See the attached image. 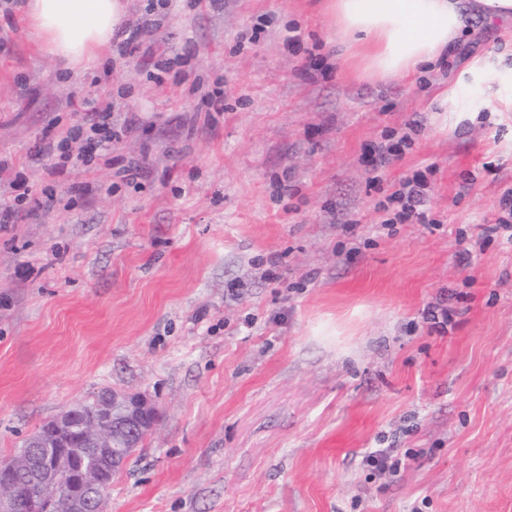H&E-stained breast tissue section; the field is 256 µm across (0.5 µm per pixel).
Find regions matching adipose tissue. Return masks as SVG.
<instances>
[{"label": "adipose tissue", "mask_w": 512, "mask_h": 512, "mask_svg": "<svg viewBox=\"0 0 512 512\" xmlns=\"http://www.w3.org/2000/svg\"><path fill=\"white\" fill-rule=\"evenodd\" d=\"M26 19L40 47L89 70L127 18V0H28ZM335 31L366 70L406 77L439 57L467 18L512 19V0H327Z\"/></svg>", "instance_id": "adipose-tissue-1"}]
</instances>
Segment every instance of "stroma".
Segmentation results:
<instances>
[{"label": "stroma", "mask_w": 512, "mask_h": 512, "mask_svg": "<svg viewBox=\"0 0 512 512\" xmlns=\"http://www.w3.org/2000/svg\"><path fill=\"white\" fill-rule=\"evenodd\" d=\"M150 2L128 21L152 56L116 38L92 72L0 6V159L24 197L0 230V459L116 390L159 420L105 512H512V112L466 74L512 71L507 24L469 18L447 57L381 79L339 56L322 0ZM106 95L125 134L56 172L43 144ZM414 175L427 223L386 225ZM50 191L71 207L36 208ZM408 137H399L396 141L389 139L386 143H378L371 150L370 164L377 170L388 165L393 158H396L407 146Z\"/></svg>", "instance_id": "stroma-1"}]
</instances>
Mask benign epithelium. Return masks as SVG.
Here are the masks:
<instances>
[{"label": "benign epithelium", "instance_id": "1", "mask_svg": "<svg viewBox=\"0 0 512 512\" xmlns=\"http://www.w3.org/2000/svg\"><path fill=\"white\" fill-rule=\"evenodd\" d=\"M108 407L100 414V423L83 427L76 423L79 407H71L52 420L45 432L29 436L30 447L50 448L63 446L64 452L83 457L105 448L112 452V460L125 463L138 447V437L154 428L158 411L154 403L141 396L112 392L107 396ZM83 435L85 447L69 448L68 440L74 433ZM23 465V458L16 456L0 462V512H29L27 504L16 492L15 478ZM73 483L85 487V492L73 497L71 490L48 480H40L42 494L67 503L66 512H101L107 488L93 480L85 467L73 471Z\"/></svg>", "mask_w": 512, "mask_h": 512}]
</instances>
